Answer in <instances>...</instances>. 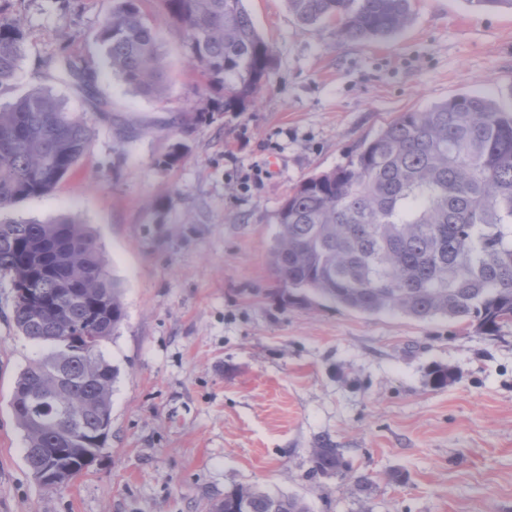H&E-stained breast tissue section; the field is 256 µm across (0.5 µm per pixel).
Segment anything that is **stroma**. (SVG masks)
<instances>
[{
  "label": "stroma",
  "mask_w": 512,
  "mask_h": 512,
  "mask_svg": "<svg viewBox=\"0 0 512 512\" xmlns=\"http://www.w3.org/2000/svg\"><path fill=\"white\" fill-rule=\"evenodd\" d=\"M244 5L275 69L246 111L224 112L175 28H162L160 100L101 67L112 0H0L25 49L0 106L45 87L94 131L51 195L0 222L85 225L125 306L103 346L119 370L107 445L48 489L11 409L41 349L0 286V512H206L238 483L303 497L311 512H512V326L492 339L441 319L291 303L268 264L289 193L401 113L471 93L512 103V9L414 0L397 37L340 44L330 26L301 28L285 0ZM62 49L99 67L111 112L42 68ZM436 365L453 373L441 388ZM324 437L375 480L369 500L307 478Z\"/></svg>",
  "instance_id": "35a3bbf8"
}]
</instances>
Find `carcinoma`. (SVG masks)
<instances>
[{"mask_svg": "<svg viewBox=\"0 0 512 512\" xmlns=\"http://www.w3.org/2000/svg\"><path fill=\"white\" fill-rule=\"evenodd\" d=\"M141 0H113L98 40L112 74L134 90L166 95L159 25ZM161 15L183 31L192 62L223 92L224 111L242 112L273 71L272 47L244 0H157ZM303 27L326 22L341 43L399 35L411 0H286ZM20 24L0 14V91L23 57ZM96 112L99 72L65 52L42 61ZM85 122L52 93L34 88L0 108V210L52 193L85 154ZM269 261L290 300L319 297L367 314L397 312L415 320L444 318L495 336L512 324V106L463 94L423 111L404 112L363 142L335 169L302 181L279 208ZM45 302L36 312L14 300L13 322L45 346L20 374L11 407L26 438L25 461L41 472L47 452L68 464L96 457L112 424L117 369L102 350L83 352L91 322L109 341L124 319L122 293L100 247L81 225L0 224V282ZM42 401L30 418L27 401ZM307 476L353 483L362 500L376 483L355 474L328 439L310 453ZM208 512H309L293 495L240 483Z\"/></svg>", "mask_w": 512, "mask_h": 512, "instance_id": "cac0c4a2", "label": "carcinoma"}]
</instances>
